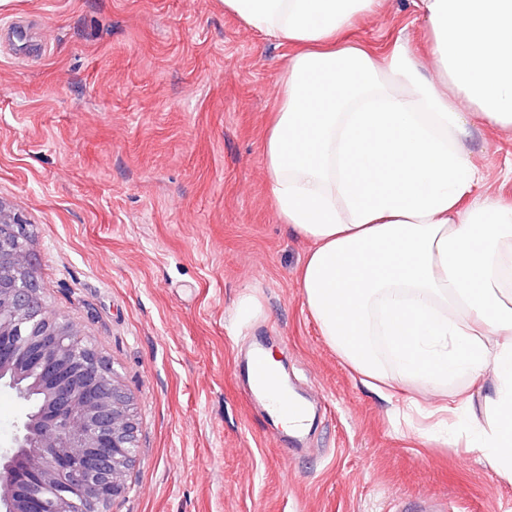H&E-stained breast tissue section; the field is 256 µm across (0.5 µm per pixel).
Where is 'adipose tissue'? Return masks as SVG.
I'll list each match as a JSON object with an SVG mask.
<instances>
[{
  "label": "adipose tissue",
  "instance_id": "obj_1",
  "mask_svg": "<svg viewBox=\"0 0 512 512\" xmlns=\"http://www.w3.org/2000/svg\"><path fill=\"white\" fill-rule=\"evenodd\" d=\"M387 0H224L293 47L262 141L275 214L312 248L298 286L322 336L367 386H388L376 339L436 392L428 411L512 482V203L463 202L482 181L476 124L512 129V0H411L428 54L377 55L351 35Z\"/></svg>",
  "mask_w": 512,
  "mask_h": 512
}]
</instances>
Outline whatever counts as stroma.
Wrapping results in <instances>:
<instances>
[{
  "instance_id": "35a3bbf8",
  "label": "stroma",
  "mask_w": 512,
  "mask_h": 512,
  "mask_svg": "<svg viewBox=\"0 0 512 512\" xmlns=\"http://www.w3.org/2000/svg\"><path fill=\"white\" fill-rule=\"evenodd\" d=\"M0 201L32 223L52 313L133 398L139 451L112 512H396L427 492L452 512H512V484L392 407L326 343L298 272L309 241L273 210L261 144L288 47L222 0H0ZM424 50L410 0L353 36ZM483 189L512 201V133L476 128ZM262 345L312 395L307 445L286 443L239 375ZM398 402L432 408L397 375Z\"/></svg>"
}]
</instances>
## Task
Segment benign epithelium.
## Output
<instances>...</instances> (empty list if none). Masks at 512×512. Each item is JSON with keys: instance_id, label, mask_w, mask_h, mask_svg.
<instances>
[{"instance_id": "1", "label": "benign epithelium", "mask_w": 512, "mask_h": 512, "mask_svg": "<svg viewBox=\"0 0 512 512\" xmlns=\"http://www.w3.org/2000/svg\"><path fill=\"white\" fill-rule=\"evenodd\" d=\"M29 227L0 203V387L44 400L0 447V512H111L139 448L132 397L74 323L50 314Z\"/></svg>"}]
</instances>
